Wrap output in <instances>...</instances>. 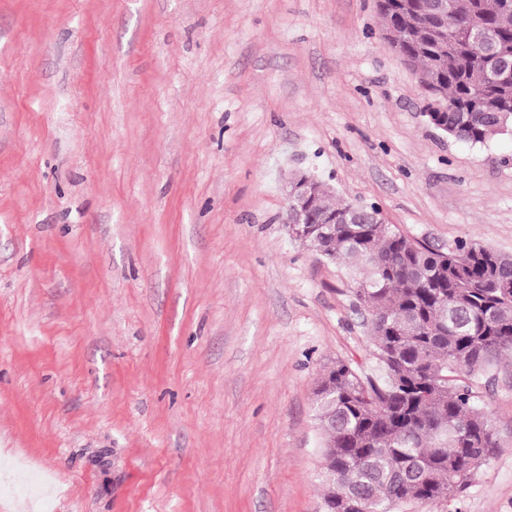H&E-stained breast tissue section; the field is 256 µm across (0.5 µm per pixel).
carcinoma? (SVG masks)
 <instances>
[{"mask_svg": "<svg viewBox=\"0 0 512 512\" xmlns=\"http://www.w3.org/2000/svg\"><path fill=\"white\" fill-rule=\"evenodd\" d=\"M448 13L436 38L419 15ZM402 52L429 88L439 83L448 135L483 145L512 133V0H388ZM376 205L320 198L318 215L336 216L328 236L306 245L347 268L369 315L378 382L338 360L315 389L324 437L325 512H355L374 499L380 512L397 500L450 502L494 455L490 413L473 384L512 363V255L459 241L436 251L393 224Z\"/></svg>", "mask_w": 512, "mask_h": 512, "instance_id": "1", "label": "carcinoma"}]
</instances>
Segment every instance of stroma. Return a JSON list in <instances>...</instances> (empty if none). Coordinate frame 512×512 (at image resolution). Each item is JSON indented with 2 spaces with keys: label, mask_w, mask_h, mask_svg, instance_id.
<instances>
[{
  "label": "stroma",
  "mask_w": 512,
  "mask_h": 512,
  "mask_svg": "<svg viewBox=\"0 0 512 512\" xmlns=\"http://www.w3.org/2000/svg\"><path fill=\"white\" fill-rule=\"evenodd\" d=\"M427 101L377 0H0V512H322L315 388L377 364L291 178L512 254V135ZM475 392L493 458L395 512H512V366Z\"/></svg>",
  "instance_id": "35a3bbf8"
}]
</instances>
